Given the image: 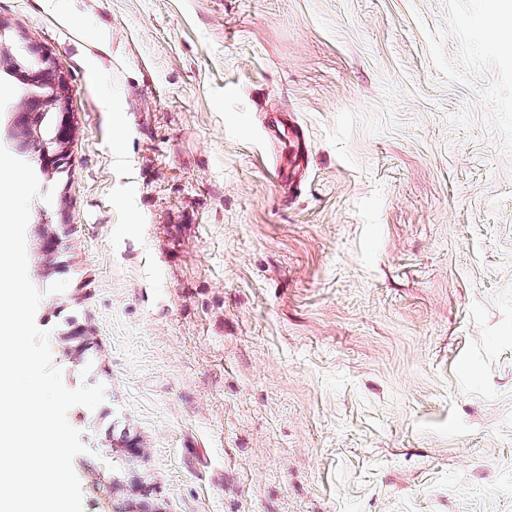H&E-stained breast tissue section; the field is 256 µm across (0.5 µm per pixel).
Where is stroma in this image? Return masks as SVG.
I'll return each mask as SVG.
<instances>
[{"label": "stroma", "instance_id": "obj_1", "mask_svg": "<svg viewBox=\"0 0 512 512\" xmlns=\"http://www.w3.org/2000/svg\"><path fill=\"white\" fill-rule=\"evenodd\" d=\"M491 19L0 0L5 43L49 48L72 88L26 253L64 385L106 387L67 414L84 504L512 512V25L492 42ZM274 112L309 153L291 190Z\"/></svg>", "mask_w": 512, "mask_h": 512}]
</instances>
